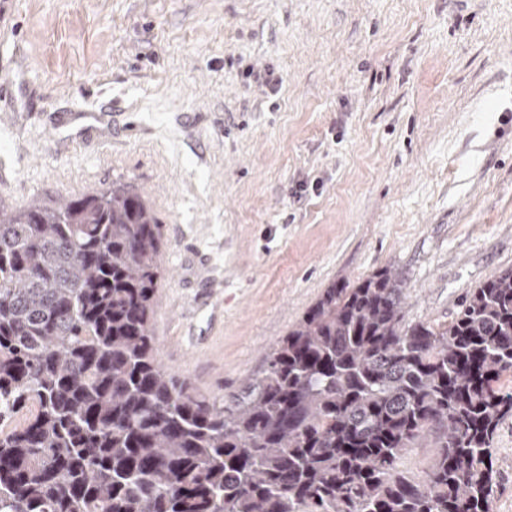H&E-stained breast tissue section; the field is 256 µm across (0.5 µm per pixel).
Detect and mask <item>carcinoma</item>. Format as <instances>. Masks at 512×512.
I'll return each instance as SVG.
<instances>
[{"label":"carcinoma","mask_w":512,"mask_h":512,"mask_svg":"<svg viewBox=\"0 0 512 512\" xmlns=\"http://www.w3.org/2000/svg\"><path fill=\"white\" fill-rule=\"evenodd\" d=\"M162 247L121 181L0 208V512H492L512 269L443 329L404 323L389 269L333 285L226 404L158 359ZM433 438L428 437L413 448H409L398 463L399 470L416 480L426 477L432 463L436 448H433Z\"/></svg>","instance_id":"1"}]
</instances>
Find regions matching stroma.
I'll return each instance as SVG.
<instances>
[{
    "instance_id": "35a3bbf8",
    "label": "stroma",
    "mask_w": 512,
    "mask_h": 512,
    "mask_svg": "<svg viewBox=\"0 0 512 512\" xmlns=\"http://www.w3.org/2000/svg\"><path fill=\"white\" fill-rule=\"evenodd\" d=\"M270 71L278 94L247 77ZM0 206L131 183L164 367L231 398L331 285L447 327L512 269V0H0ZM493 512H512V416Z\"/></svg>"
}]
</instances>
